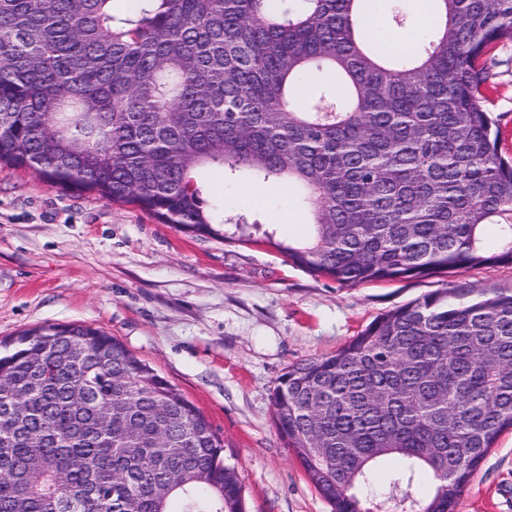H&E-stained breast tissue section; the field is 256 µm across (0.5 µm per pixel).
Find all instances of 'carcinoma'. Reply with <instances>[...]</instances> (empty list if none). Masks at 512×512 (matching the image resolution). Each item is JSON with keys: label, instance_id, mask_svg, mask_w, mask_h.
<instances>
[{"label": "carcinoma", "instance_id": "carcinoma-1", "mask_svg": "<svg viewBox=\"0 0 512 512\" xmlns=\"http://www.w3.org/2000/svg\"><path fill=\"white\" fill-rule=\"evenodd\" d=\"M114 2L0 0L1 163L223 240L262 224L206 204L209 169L297 190L307 238L261 241L346 287L512 264V158L481 105L512 0H436L412 52L367 39L370 0ZM473 293L401 305L278 379V436L332 512H455L512 429V292ZM0 512L245 510L201 411L69 323L0 344Z\"/></svg>", "mask_w": 512, "mask_h": 512}]
</instances>
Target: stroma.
<instances>
[{
    "label": "stroma",
    "instance_id": "stroma-1",
    "mask_svg": "<svg viewBox=\"0 0 512 512\" xmlns=\"http://www.w3.org/2000/svg\"><path fill=\"white\" fill-rule=\"evenodd\" d=\"M406 18L404 26L395 14ZM378 42L412 50L431 33L425 0H374ZM482 106L512 154V45L489 53ZM204 197L306 236L309 208L274 185L222 169ZM465 286L512 291V264L345 287L288 263L267 243L224 241L158 223L129 204L68 192L0 164V339L81 322L122 341L192 402L223 437L246 512H331L276 431L270 393L288 367L335 353L374 319L425 294ZM456 512H512V432L465 487Z\"/></svg>",
    "mask_w": 512,
    "mask_h": 512
}]
</instances>
